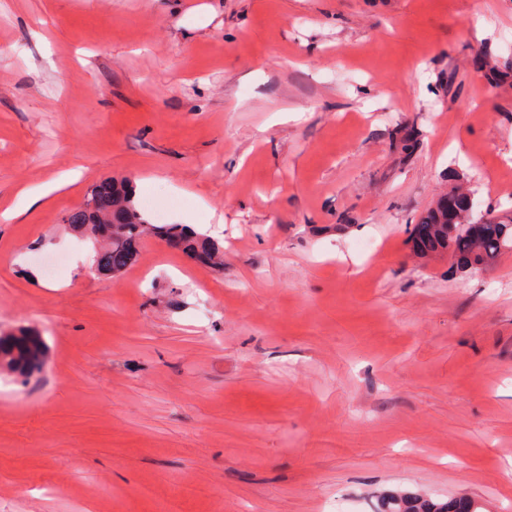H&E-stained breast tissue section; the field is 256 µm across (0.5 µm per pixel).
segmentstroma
<instances>
[{
	"mask_svg": "<svg viewBox=\"0 0 512 512\" xmlns=\"http://www.w3.org/2000/svg\"><path fill=\"white\" fill-rule=\"evenodd\" d=\"M488 53L512 0H0V335L46 345L0 372V512H512V254L409 244L458 179L512 207ZM111 177L223 269L149 235L94 272L62 218ZM57 188L54 184H45L31 189H23L17 196V199L11 209L3 213L4 218H14L23 211L32 208L43 202L53 190ZM45 346L40 336L22 331L11 336L3 345L0 340V368L9 373L28 378L42 367L45 360ZM479 506L468 497H454L447 501L409 492L394 491L384 497L379 510L381 512H477Z\"/></svg>",
	"mask_w": 512,
	"mask_h": 512,
	"instance_id": "1",
	"label": "stroma"
}]
</instances>
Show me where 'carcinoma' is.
Returning a JSON list of instances; mask_svg holds the SVG:
<instances>
[{"mask_svg":"<svg viewBox=\"0 0 512 512\" xmlns=\"http://www.w3.org/2000/svg\"><path fill=\"white\" fill-rule=\"evenodd\" d=\"M483 69L501 84L512 82V65L500 62L492 54L484 56ZM96 193L112 198L111 215H100L87 203L70 211L66 222L77 232L102 241L101 249L109 264L104 273L119 274L131 265L137 254L133 244L147 232L176 243L193 258L206 255L207 266L224 264V248L209 237L188 232L184 224L151 223L136 204L130 180L105 179L91 190V194ZM473 216L471 190L461 184L452 186L421 216L419 225L424 231L411 234L415 254L422 259L446 254L466 272L489 267L503 254L512 252V213L496 214L492 223L483 225L475 223ZM45 353L41 337L22 331L11 336L9 343H0V368L27 378L40 370ZM477 509L474 500L464 496L436 501L400 491L384 497L379 507L381 512H477Z\"/></svg>","mask_w":512,"mask_h":512,"instance_id":"1","label":"carcinoma"}]
</instances>
